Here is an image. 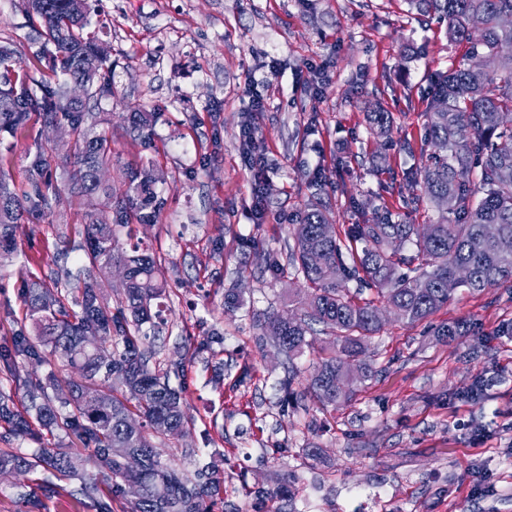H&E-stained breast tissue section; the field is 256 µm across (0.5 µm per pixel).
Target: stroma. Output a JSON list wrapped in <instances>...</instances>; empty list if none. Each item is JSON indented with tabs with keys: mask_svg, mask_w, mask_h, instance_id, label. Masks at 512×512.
<instances>
[{
	"mask_svg": "<svg viewBox=\"0 0 512 512\" xmlns=\"http://www.w3.org/2000/svg\"><path fill=\"white\" fill-rule=\"evenodd\" d=\"M89 36L114 64L110 96L92 102L108 119L125 168L153 161L165 173L159 223L139 226L166 259L167 323L157 360L182 362L171 386L182 390L193 424L167 441L178 467L223 454L224 512H275L258 488L288 487L295 512H512V288H459L447 306L410 325L389 307L368 356L376 377L347 402L295 406L280 386L285 369L257 344L254 314L290 315L294 287L268 270L265 256L286 254L291 219L319 196L338 229L374 223V198L394 222L428 224L412 209L406 174L421 146L431 76L458 64L467 46L445 24L420 17L407 0H87ZM11 43L24 71H48L41 27L22 0H0V43ZM280 69L270 73V58ZM325 66L317 91L303 79ZM265 82L256 148L267 168V218L256 223L254 177L241 153L247 75ZM381 103L388 136L370 128ZM157 113L152 148L129 136L122 114ZM48 128L32 113L14 134L0 133V174L22 183L29 155ZM322 188H315L313 178ZM71 196L51 213L30 215L17 231L20 253L0 270V341L23 314L26 282L46 271L86 221ZM243 304L224 306L228 290ZM470 329L444 343V323ZM224 337L218 356L202 345ZM224 380L215 382L216 360ZM317 456H309V449ZM0 512H96L74 480L44 486L39 473L0 476Z\"/></svg>",
	"mask_w": 512,
	"mask_h": 512,
	"instance_id": "35a3bbf8",
	"label": "stroma"
}]
</instances>
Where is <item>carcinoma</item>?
<instances>
[{"instance_id":"carcinoma-1","label":"carcinoma","mask_w":512,"mask_h":512,"mask_svg":"<svg viewBox=\"0 0 512 512\" xmlns=\"http://www.w3.org/2000/svg\"><path fill=\"white\" fill-rule=\"evenodd\" d=\"M420 16L436 15L448 36L465 42L462 63L431 77L422 165L408 176L421 184L438 213L431 224H397L387 211L374 224H353L336 233L329 213L311 203L295 214L288 274L302 280V312L287 318L266 312L257 319L260 345L271 339L288 364L281 387L300 401L293 384L294 359L313 347L307 339L319 325L329 345L317 350L318 362L307 394L323 406L351 399L353 387L375 375L364 359L369 340L380 329L379 299L398 308L408 324L422 321L448 304L456 290L482 291L512 284V251L499 240H512V0H409ZM29 20L44 28L53 77L31 78L16 72L15 49L0 44V132L14 133L29 113L41 112L47 125L71 130L67 158L73 170L69 191L87 198L91 210L83 241L57 254L43 277L26 285L25 320L0 344V421L18 439L40 444L31 454L1 451L0 474L43 473L65 479L80 477V494L97 512H112V501L127 500V512H213L202 491L220 489L216 461L193 470L173 467L156 441L183 435L191 425L182 391L169 383L170 370L153 362V342L162 332L161 299L166 296L162 256L120 240L118 227L159 222L165 201L155 186L163 173L149 162L125 177L122 185L101 183L96 173L112 170L116 156L112 133L98 129L101 119L89 99L112 95V82L98 81L112 69L107 56L90 57L95 47L84 36L85 3L81 0H25ZM88 79L87 99L72 102L68 84ZM157 114L133 111L126 122L134 141L152 144ZM369 120L379 134L389 132L388 113L376 105ZM58 144L37 145L20 185L0 177V266L18 252L16 233L23 214L45 211L64 202L48 196L51 161ZM482 191L475 198L473 181ZM414 251L402 254L406 244ZM82 252L75 271L59 264ZM127 269L118 306L104 295L112 268ZM358 278L376 299L349 294L345 282ZM34 324L37 339L26 331ZM50 347L49 357L39 346ZM49 366L43 376L21 373L17 357ZM80 373L81 380L61 383L55 361ZM356 366L358 376L348 374ZM346 379L342 390L336 380ZM79 435L89 456L72 448H50L44 435ZM140 460L138 470L124 466ZM112 480V499L100 496L96 479L83 477L85 462ZM138 493L127 498L129 484Z\"/></svg>"}]
</instances>
